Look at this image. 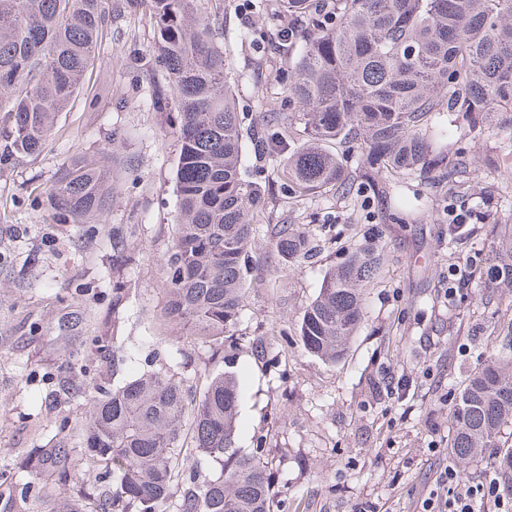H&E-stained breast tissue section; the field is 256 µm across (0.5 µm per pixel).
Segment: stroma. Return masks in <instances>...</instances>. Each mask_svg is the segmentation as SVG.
<instances>
[{"label": "stroma", "mask_w": 512, "mask_h": 512, "mask_svg": "<svg viewBox=\"0 0 512 512\" xmlns=\"http://www.w3.org/2000/svg\"><path fill=\"white\" fill-rule=\"evenodd\" d=\"M95 60L58 114L42 151L0 170V464L59 438L77 441L74 422L95 388L186 353V377L204 385L222 369L205 339L165 316L163 259L176 236L179 114L158 106L163 84L155 24L126 0H111ZM281 0H224L222 43L242 127L263 133L268 110L287 112L288 51L274 34L287 26ZM441 149L460 154L454 181L371 173L359 141L346 151V190L289 199L276 155L243 144V165L272 195L253 218L255 262L238 334L264 338L273 360L238 356L241 389L236 445L259 447L282 512H418L453 457L450 416L467 378L500 347L512 323V293L479 280L448 298V271L483 264L485 230L448 242L451 214L475 210L512 224V117L459 124ZM110 152L112 200L91 224L49 208L59 169L72 158ZM319 239L315 258L277 252L279 226ZM361 244L382 259L362 291V319L343 356L309 354L299 336L325 274ZM124 305L112 311V291ZM140 348L113 372L93 337Z\"/></svg>", "instance_id": "1"}]
</instances>
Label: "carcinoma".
<instances>
[{
    "label": "carcinoma",
    "instance_id": "1",
    "mask_svg": "<svg viewBox=\"0 0 512 512\" xmlns=\"http://www.w3.org/2000/svg\"><path fill=\"white\" fill-rule=\"evenodd\" d=\"M103 0H0V169L39 154L89 68ZM127 0L146 6L157 29L156 52L180 113L177 169L178 233L164 259L167 315L193 325L224 364L234 362L244 337L236 334L242 297L253 269L247 244L252 213L267 195L241 167L242 130L220 44L223 0ZM300 20L297 49L288 57L289 91L298 115H266L269 140L292 137L301 121L307 139L285 160L288 194L342 187L346 169L329 150L358 135L370 168L394 174L437 173L451 181L460 158L434 147L443 112L474 122L512 112V0H333L321 23L320 0H282ZM111 201L108 156L76 158L63 166L48 194L59 214L75 223L103 213ZM488 261L476 272L483 287L512 290V224H496ZM278 252L310 257L311 235L291 224L276 233ZM380 275L379 256L359 248L325 275L304 311L299 333L306 350L340 357L361 320L362 288ZM112 374L134 357L109 349ZM240 392L235 376L218 373L202 388L166 368L97 391L80 428L81 451L65 440L33 448L21 461L33 481L13 491L63 495L59 512H275L281 506L262 449L236 448ZM448 445L467 466L485 448H502L503 484L512 490V329L495 355L471 375L452 412ZM202 453L221 466L201 479L185 458Z\"/></svg>",
    "mask_w": 512,
    "mask_h": 512
}]
</instances>
